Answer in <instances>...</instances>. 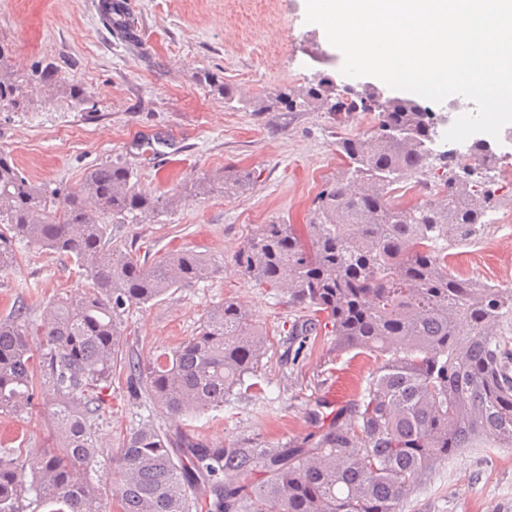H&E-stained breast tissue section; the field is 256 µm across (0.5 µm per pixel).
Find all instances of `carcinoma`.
I'll list each match as a JSON object with an SVG mask.
<instances>
[{"label":"carcinoma","mask_w":512,"mask_h":512,"mask_svg":"<svg viewBox=\"0 0 512 512\" xmlns=\"http://www.w3.org/2000/svg\"><path fill=\"white\" fill-rule=\"evenodd\" d=\"M123 40L138 21L124 14ZM0 44V108L27 91L8 71ZM327 80L252 102L254 112H307L326 105ZM367 137H341L343 183L316 197L305 230L257 224L235 256L241 275L280 290L308 312L294 335L307 342L331 325L336 350L378 360L360 398L299 445L242 439L228 446L151 422L130 433L107 467L96 452L95 421L107 405L118 360L121 317L173 288L224 269L195 250L146 264L107 236L110 224H141L170 204L135 189L125 162L90 171L76 189L47 197L0 152V271L25 240L74 260L84 289L46 307L41 322L23 313L0 319V414L20 417L41 398L53 406L58 444L41 452L0 450V512H191L188 491L212 512H400L436 465L461 448L512 447V348L497 327L512 314V292L448 272V251L480 235L497 206L486 184L455 187L453 153L439 157L446 198L395 202L393 186L429 166L435 115L410 97H386ZM491 168L484 141L470 148ZM325 319H320V316ZM270 340L236 301L200 320L195 335L148 362L128 363L153 404L177 416L229 402L255 376ZM261 473L264 478L255 480Z\"/></svg>","instance_id":"cac0c4a2"}]
</instances>
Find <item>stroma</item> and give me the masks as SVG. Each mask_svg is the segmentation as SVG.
<instances>
[{"label": "stroma", "mask_w": 512, "mask_h": 512, "mask_svg": "<svg viewBox=\"0 0 512 512\" xmlns=\"http://www.w3.org/2000/svg\"><path fill=\"white\" fill-rule=\"evenodd\" d=\"M139 20L130 44L103 24L93 0H0V43L11 46L16 78L41 81L19 108L0 111V151L31 183L78 187L88 171L119 159L136 189L171 197L172 205L143 224H111L114 245L151 263L192 249L224 262L223 272L176 288L123 316L121 362L112 372L108 405L98 421L102 460L151 416L162 431L217 444L240 438L302 441L317 433L309 413L327 393L345 408L365 387L372 356L337 352L330 334L308 342L297 359L283 340L305 319L286 295L255 285L234 268L236 253L257 224H307L317 194L344 179L336 140L367 136L368 115L254 112L249 101L319 78L343 86L344 56L318 25L305 22V0H132ZM231 84L236 98L201 83L204 74ZM89 92L75 107L71 85ZM247 171L245 193L225 190L226 173ZM209 190L197 193L199 180ZM11 269L0 271V319L15 311L39 321L47 303L84 284L74 263L18 243ZM450 272L495 285L512 270V241L485 230L476 246L451 250ZM240 303L272 347L258 370L260 395L233 397L200 415L173 417L150 406L126 359L147 361L193 336L201 317L225 299ZM47 406L0 415V443L47 447ZM400 512H512V448H464L440 463Z\"/></svg>", "instance_id": "1"}]
</instances>
